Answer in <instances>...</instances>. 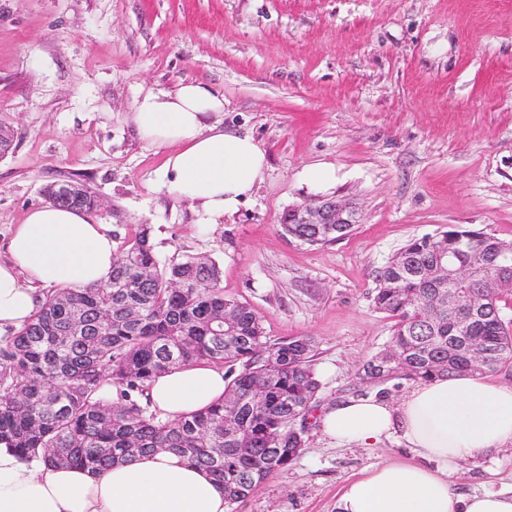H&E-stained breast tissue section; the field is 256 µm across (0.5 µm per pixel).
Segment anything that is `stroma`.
<instances>
[{
    "mask_svg": "<svg viewBox=\"0 0 512 512\" xmlns=\"http://www.w3.org/2000/svg\"><path fill=\"white\" fill-rule=\"evenodd\" d=\"M199 82L224 96L226 128L267 152L263 182L228 223L201 231L163 182L165 150L129 122L135 99ZM0 260L47 185L80 180L117 237L150 225L160 259L215 260L226 296L270 341L310 336L320 405L353 378L392 321L371 306L378 270L414 237L460 224L512 242V0H0ZM336 169L333 198L359 222L311 246L289 208L322 197L301 173ZM391 439L328 443L317 422L298 459L239 512H339L345 485L415 462ZM463 492L512 489V447L459 462Z\"/></svg>",
    "mask_w": 512,
    "mask_h": 512,
    "instance_id": "1",
    "label": "stroma"
}]
</instances>
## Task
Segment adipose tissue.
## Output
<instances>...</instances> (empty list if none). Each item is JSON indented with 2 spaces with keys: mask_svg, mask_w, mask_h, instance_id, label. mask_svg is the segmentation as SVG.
<instances>
[{
  "mask_svg": "<svg viewBox=\"0 0 512 512\" xmlns=\"http://www.w3.org/2000/svg\"><path fill=\"white\" fill-rule=\"evenodd\" d=\"M224 98L188 82L137 98L139 137L166 149L164 176L189 202L197 223L235 215L264 179L266 152L251 134L226 129ZM0 261V333L23 327L43 287L86 288L107 279L116 254L107 225L86 211L45 204L15 225ZM223 368L195 363L158 376L148 393L164 418L224 398ZM339 445L369 448L391 437L412 448L414 464L386 463L347 483L340 512H512V491L462 494L448 479L457 462L512 447V385L478 374L417 382L398 402L348 398L320 417ZM0 512H226L224 488L170 452L137 457L103 474L22 459L0 443Z\"/></svg>",
  "mask_w": 512,
  "mask_h": 512,
  "instance_id": "ef3b65f1",
  "label": "adipose tissue"
}]
</instances>
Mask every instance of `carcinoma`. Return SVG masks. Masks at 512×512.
Segmentation results:
<instances>
[{
    "instance_id": "1",
    "label": "carcinoma",
    "mask_w": 512,
    "mask_h": 512,
    "mask_svg": "<svg viewBox=\"0 0 512 512\" xmlns=\"http://www.w3.org/2000/svg\"><path fill=\"white\" fill-rule=\"evenodd\" d=\"M79 187L71 207L94 210L95 196ZM288 216L284 233L309 245L355 228L289 224ZM442 243L457 265H490L489 276L455 284L460 307L488 308L463 338L440 307L433 267ZM370 298L393 319L392 334L358 369L357 387L512 368V318L504 314L512 307V242L457 224L413 238L378 271ZM314 352L309 336L269 341L261 316L224 296L214 261L191 254L160 261L142 225L104 283L55 289L27 324L0 337V442L24 459L94 474L137 454L175 452L221 482L235 512L305 447L300 422L322 388ZM199 362L225 368L224 401L176 419L153 413L150 383Z\"/></svg>"
}]
</instances>
